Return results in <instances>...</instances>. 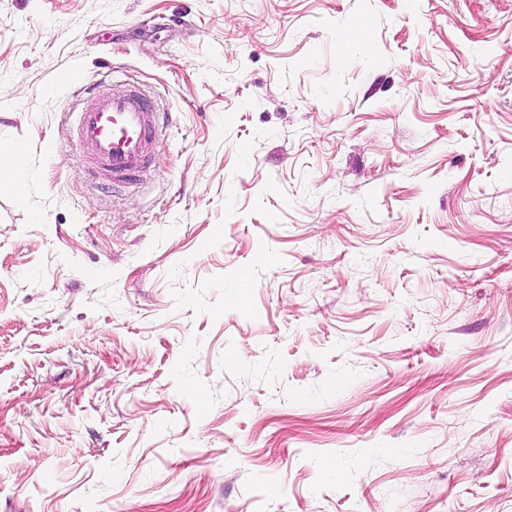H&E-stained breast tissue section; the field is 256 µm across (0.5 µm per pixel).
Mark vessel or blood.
<instances>
[{
	"mask_svg": "<svg viewBox=\"0 0 512 512\" xmlns=\"http://www.w3.org/2000/svg\"><path fill=\"white\" fill-rule=\"evenodd\" d=\"M84 94L75 135L93 172L114 182L137 180L151 164L164 117L135 86L118 96L95 86L85 88Z\"/></svg>",
	"mask_w": 512,
	"mask_h": 512,
	"instance_id": "obj_1",
	"label": "vessel or blood"
}]
</instances>
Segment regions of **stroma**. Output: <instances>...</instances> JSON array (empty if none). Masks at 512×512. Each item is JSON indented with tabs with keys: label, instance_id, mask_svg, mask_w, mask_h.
<instances>
[{
	"label": "stroma",
	"instance_id": "1",
	"mask_svg": "<svg viewBox=\"0 0 512 512\" xmlns=\"http://www.w3.org/2000/svg\"><path fill=\"white\" fill-rule=\"evenodd\" d=\"M1 142L0 512H512V0H0ZM84 94L75 135L93 172L112 183L137 180L151 164L164 117L136 86L118 96L95 86L85 88ZM25 168L24 157L18 152L12 150L6 145L0 146V170L7 172L6 178L0 180L1 192L8 191L13 193L17 198L21 197L18 190L16 179L19 177Z\"/></svg>",
	"mask_w": 512,
	"mask_h": 512
}]
</instances>
